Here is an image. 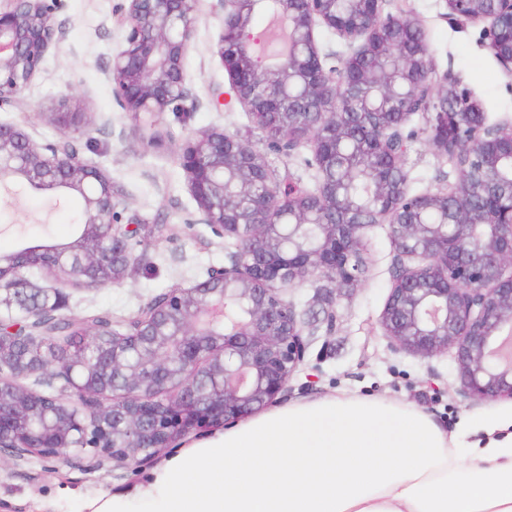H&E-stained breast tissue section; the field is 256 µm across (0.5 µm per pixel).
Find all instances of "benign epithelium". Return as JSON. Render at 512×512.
Returning a JSON list of instances; mask_svg holds the SVG:
<instances>
[{"label": "benign epithelium", "mask_w": 512, "mask_h": 512, "mask_svg": "<svg viewBox=\"0 0 512 512\" xmlns=\"http://www.w3.org/2000/svg\"><path fill=\"white\" fill-rule=\"evenodd\" d=\"M216 54L230 98L283 130L317 112L320 124L294 141L271 145L291 154L313 149L318 181L304 190L277 182L264 152L219 128L187 138L179 159L201 223L234 240L228 264L206 281L176 285L144 306L124 331L95 334L92 359L42 349L37 324L62 320L59 307H36L3 332L0 320V447L22 459L29 441L39 456L66 458L74 438L122 473L149 462L185 436L233 425L286 395L304 365L312 333L286 290L312 275L355 288L366 270L365 229L346 193L362 169L375 207L389 224L398 262L380 318L397 349L422 357L453 351L462 391L483 400L512 399V124H490L470 93L438 77L410 13L384 11L386 0H272L280 50L257 64L246 38L248 14L267 0H218ZM457 26L482 24L487 48L512 76V0H445ZM201 0H125L121 42L106 70L120 107L168 138L160 117L189 96L185 61ZM62 0H0V108L22 101L50 51L62 40ZM319 27L349 51L327 65ZM376 56L380 64L365 61ZM396 108L398 118L389 117ZM428 112L431 147L448 162L463 149L473 174L457 169L446 189L413 194L403 173L410 116ZM52 121L56 143L42 144L22 127L0 122V187L24 183L62 189L82 201L84 243L0 255V305L18 298L21 271L46 259L70 278L97 287L125 279L137 263L135 219L98 167L82 161L73 133L93 125L70 95ZM479 197L474 212L470 200ZM53 371L58 394L24 386L22 378Z\"/></svg>", "instance_id": "7a95c632"}]
</instances>
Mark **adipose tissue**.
Wrapping results in <instances>:
<instances>
[{
  "mask_svg": "<svg viewBox=\"0 0 512 512\" xmlns=\"http://www.w3.org/2000/svg\"><path fill=\"white\" fill-rule=\"evenodd\" d=\"M83 512H512V405L449 434L408 403L288 404L85 499Z\"/></svg>",
  "mask_w": 512,
  "mask_h": 512,
  "instance_id": "adipose-tissue-1",
  "label": "adipose tissue"
}]
</instances>
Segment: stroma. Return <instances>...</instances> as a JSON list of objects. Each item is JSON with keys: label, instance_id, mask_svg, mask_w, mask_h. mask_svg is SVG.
<instances>
[{"label": "stroma", "instance_id": "obj_1", "mask_svg": "<svg viewBox=\"0 0 512 512\" xmlns=\"http://www.w3.org/2000/svg\"><path fill=\"white\" fill-rule=\"evenodd\" d=\"M123 0H64L57 15L65 36L46 58L25 107L0 108V121L21 124L33 139L53 142L58 128L49 114L61 95H73L92 120L108 117L109 126L89 136H74L73 146L83 161L97 166L121 190L129 211L141 224L136 247L138 266L124 282L95 290L68 289L66 314L99 310L123 321L155 296L176 286L203 280L210 267L223 265L231 243L215 237L199 221L197 204L187 187L178 160L179 145L194 133L214 127L267 150L279 179L290 178L315 189L317 173L308 165L310 146L290 155L268 150L263 133L240 105H216L215 90H228L229 80L215 45L221 27L216 0H203L196 32L187 56L190 95L180 112H168L163 122L172 140L149 143L134 121L119 107L106 77L120 33L118 14ZM386 11L412 12L421 24L431 62L438 74L448 75L467 89L482 106L488 122H512V76L506 75L482 39L481 28L453 26L444 17V0H387ZM427 115L411 116L405 168L411 192L453 185L457 175L427 141ZM80 203L57 190H0V253H13L40 244H67L80 233ZM367 271L357 288L336 289L319 276L307 277L288 289L304 320L315 326L304 365L288 384L286 402L346 393L414 404L427 411L447 432L461 417L491 408L492 403L460 392L453 355L423 358L391 348L379 320L389 294L395 248L388 227H367ZM336 311V324L326 327V308ZM149 466L113 476L99 465L95 449L69 459L28 456L15 460L0 449V512H79L81 497L114 491L137 483Z\"/></svg>", "mask_w": 512, "mask_h": 512}]
</instances>
